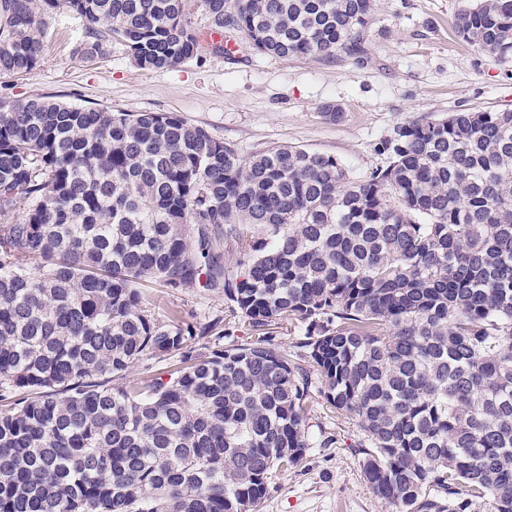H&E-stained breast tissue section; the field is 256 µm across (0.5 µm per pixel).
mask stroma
I'll return each instance as SVG.
<instances>
[{
  "mask_svg": "<svg viewBox=\"0 0 512 512\" xmlns=\"http://www.w3.org/2000/svg\"><path fill=\"white\" fill-rule=\"evenodd\" d=\"M469 0H376L364 36L366 55L334 59L281 58L255 53L230 33L238 50L203 46L200 59L174 69H140L125 46L112 42L96 60L78 55L83 20L60 7L45 14L41 65L20 77H0V100L46 97L81 108L176 112L242 154L288 145L340 158L356 175L380 164L373 145L397 124L423 114L512 110V62L465 42L455 32ZM341 109L327 119L325 105ZM157 319L180 316L206 323L227 315L223 290L153 286ZM315 416L339 433L342 448H316L305 467L279 475L258 512H392L362 479L348 446L354 418Z\"/></svg>",
  "mask_w": 512,
  "mask_h": 512,
  "instance_id": "obj_1",
  "label": "stroma"
}]
</instances>
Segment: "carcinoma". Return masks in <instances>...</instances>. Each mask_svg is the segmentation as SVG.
Here are the masks:
<instances>
[{
	"instance_id": "carcinoma-1",
	"label": "carcinoma",
	"mask_w": 512,
	"mask_h": 512,
	"mask_svg": "<svg viewBox=\"0 0 512 512\" xmlns=\"http://www.w3.org/2000/svg\"><path fill=\"white\" fill-rule=\"evenodd\" d=\"M186 2L65 6L82 56L116 40L168 70L202 50ZM198 2L282 58H360L373 12ZM58 6L0 0V77L40 66ZM456 29L512 61V0ZM374 152L354 176L297 147L244 156L177 112L0 100V212L23 211L0 224V512H257L273 475L341 444L317 395L356 419L395 512H512V111L417 117ZM151 284L222 287L230 318L161 321Z\"/></svg>"
}]
</instances>
